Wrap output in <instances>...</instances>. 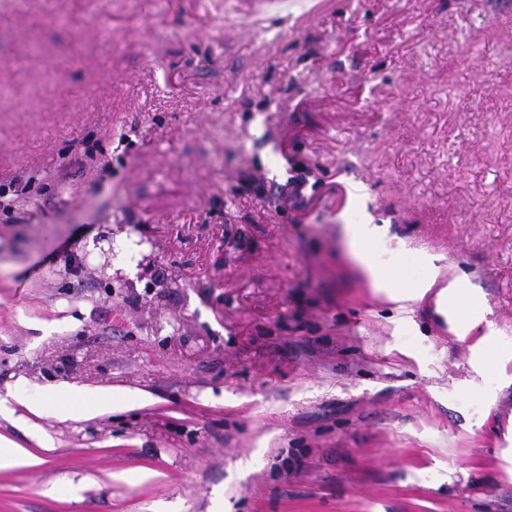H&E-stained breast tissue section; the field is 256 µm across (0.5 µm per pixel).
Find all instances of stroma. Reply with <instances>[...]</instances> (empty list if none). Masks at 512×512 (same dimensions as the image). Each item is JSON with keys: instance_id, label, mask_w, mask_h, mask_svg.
<instances>
[{"instance_id": "stroma-1", "label": "stroma", "mask_w": 512, "mask_h": 512, "mask_svg": "<svg viewBox=\"0 0 512 512\" xmlns=\"http://www.w3.org/2000/svg\"><path fill=\"white\" fill-rule=\"evenodd\" d=\"M12 185L0 512H512V0H0ZM345 230L353 257L364 266L376 288H385L382 274L367 262L368 247L375 239L376 230L370 224H348ZM117 249V250H116ZM83 256L81 257V264L84 267H87L88 262L91 259L96 257L97 255L103 256L105 258V263L103 264V269L112 268V259L118 257L119 255L130 257L133 255L134 257V249L131 247L128 248H117L114 245V241L112 239V233L105 236L96 237L92 246L86 245L83 250ZM49 397L78 417L89 418L112 411L114 397L121 392H112L75 384L50 386L46 389ZM42 463L43 459L28 449L0 437V470L33 467Z\"/></svg>"}]
</instances>
